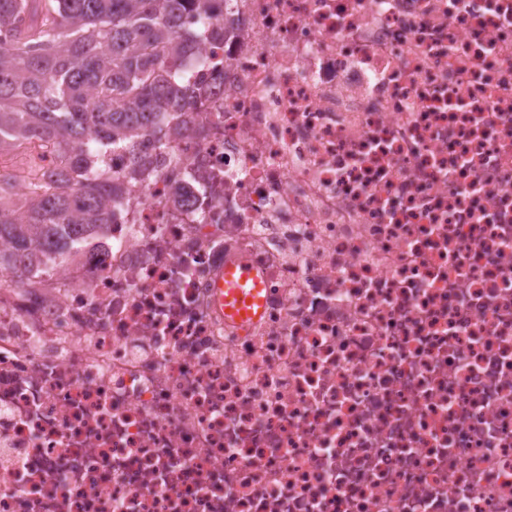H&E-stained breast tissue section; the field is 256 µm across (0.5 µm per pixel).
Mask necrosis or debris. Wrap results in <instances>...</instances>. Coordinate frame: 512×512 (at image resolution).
<instances>
[{
    "label": "necrosis or debris",
    "instance_id": "necrosis-or-debris-1",
    "mask_svg": "<svg viewBox=\"0 0 512 512\" xmlns=\"http://www.w3.org/2000/svg\"><path fill=\"white\" fill-rule=\"evenodd\" d=\"M227 19L105 262L0 276V512H512V0ZM224 320L240 326L257 321L264 310L263 274L243 263L230 264L217 285Z\"/></svg>",
    "mask_w": 512,
    "mask_h": 512
}]
</instances>
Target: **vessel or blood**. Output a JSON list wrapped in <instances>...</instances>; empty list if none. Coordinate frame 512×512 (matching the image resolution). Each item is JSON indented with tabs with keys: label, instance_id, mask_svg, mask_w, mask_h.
<instances>
[{
	"label": "vessel or blood",
	"instance_id": "obj_1",
	"mask_svg": "<svg viewBox=\"0 0 512 512\" xmlns=\"http://www.w3.org/2000/svg\"><path fill=\"white\" fill-rule=\"evenodd\" d=\"M225 321L246 326L257 321L264 310L263 275L242 263L230 264L216 285Z\"/></svg>",
	"mask_w": 512,
	"mask_h": 512
}]
</instances>
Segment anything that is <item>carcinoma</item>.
<instances>
[{"instance_id":"obj_1","label":"carcinoma","mask_w":512,"mask_h":512,"mask_svg":"<svg viewBox=\"0 0 512 512\" xmlns=\"http://www.w3.org/2000/svg\"><path fill=\"white\" fill-rule=\"evenodd\" d=\"M213 2L0 0V153L36 138L53 156L20 199L0 173V273L51 278L106 251L112 207L150 165L136 139L189 122V75L206 63L189 50L206 27L223 30ZM189 13L205 27L186 28Z\"/></svg>"}]
</instances>
